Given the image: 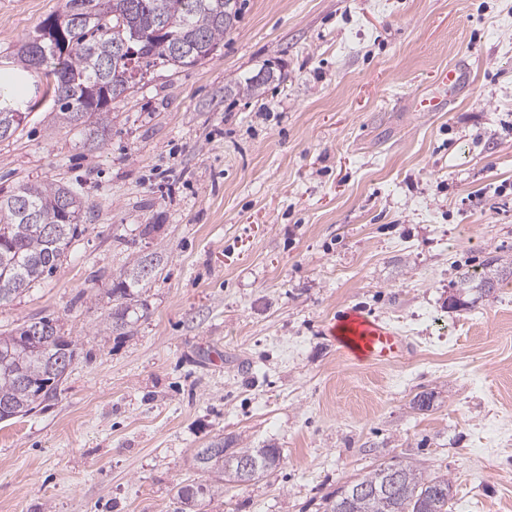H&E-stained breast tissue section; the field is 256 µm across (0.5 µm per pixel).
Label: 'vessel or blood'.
Instances as JSON below:
<instances>
[{
  "instance_id": "vessel-or-blood-1",
  "label": "vessel or blood",
  "mask_w": 512,
  "mask_h": 512,
  "mask_svg": "<svg viewBox=\"0 0 512 512\" xmlns=\"http://www.w3.org/2000/svg\"><path fill=\"white\" fill-rule=\"evenodd\" d=\"M465 82L466 73L462 68L443 69L438 76L440 94L416 103V111H441L445 101L456 97ZM330 334L342 353L357 361L393 364L407 350L406 339L398 331L355 310L344 312L332 325Z\"/></svg>"
}]
</instances>
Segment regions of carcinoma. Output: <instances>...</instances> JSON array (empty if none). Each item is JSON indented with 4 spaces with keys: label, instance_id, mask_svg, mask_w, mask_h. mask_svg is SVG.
Here are the masks:
<instances>
[{
    "label": "carcinoma",
    "instance_id": "obj_1",
    "mask_svg": "<svg viewBox=\"0 0 512 512\" xmlns=\"http://www.w3.org/2000/svg\"><path fill=\"white\" fill-rule=\"evenodd\" d=\"M226 0H112V12L98 8L99 0H66L64 10L46 21L59 22L71 48L62 52L51 43H36L31 36L11 55L0 59V85L18 84L33 70L47 68L45 94L54 101V122L66 126H85L87 136L102 138L109 129V101L118 98L114 91L93 102L90 91L112 81L116 43L129 39L132 31L144 36L140 55L127 71L137 80L143 68L161 61L176 68L196 65L171 47L180 44L193 56L217 50L224 36L231 33L246 6L239 0L234 14L224 13ZM266 82L253 77L224 86L227 95L258 96ZM19 105H0V140L11 137L20 122L15 120ZM85 208L80 192L68 185L25 183L9 190L0 188V306L13 301L34 284L51 274L78 234ZM55 226L54 235L43 234L45 223ZM155 271L153 261L141 259L119 275L112 288L118 304L109 314L111 332L129 325L133 290L147 277L144 269ZM512 276V261L495 257L479 276L465 274L458 282V293L475 292L487 296L504 278ZM39 323L50 326L53 339L43 344H26L33 328L25 324L0 334V422L23 417L43 402L57 396L65 377L50 373L59 355L74 359L77 343L61 335L57 324L47 318ZM194 454L197 469L211 475L208 484H186L177 490L180 512H200L224 484L245 483L270 475L280 465L276 448H240L218 462L209 449ZM252 461L251 472L239 474L242 460ZM395 469L380 465L367 474L345 482L330 498L327 512H448L454 497L452 482L445 475H430L412 461H398Z\"/></svg>",
    "mask_w": 512,
    "mask_h": 512
}]
</instances>
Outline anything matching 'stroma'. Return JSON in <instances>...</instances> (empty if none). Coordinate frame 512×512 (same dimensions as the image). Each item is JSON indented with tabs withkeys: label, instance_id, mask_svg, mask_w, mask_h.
Here are the masks:
<instances>
[{
	"label": "stroma",
	"instance_id": "stroma-1",
	"mask_svg": "<svg viewBox=\"0 0 512 512\" xmlns=\"http://www.w3.org/2000/svg\"><path fill=\"white\" fill-rule=\"evenodd\" d=\"M65 0H0V55ZM463 68L442 112L415 100ZM274 72L261 96L230 80ZM43 73L0 140V188H79L80 232L0 332L44 317L78 344L56 398L0 422V512H176L195 451L276 448L207 512H324L406 459L452 512H512V280L463 309L461 273L512 257V0H248L210 58L158 64L104 142L52 127ZM156 259L127 335L112 287ZM408 336L376 365L328 333L348 308ZM432 395L428 409L414 404Z\"/></svg>",
	"mask_w": 512,
	"mask_h": 512
}]
</instances>
